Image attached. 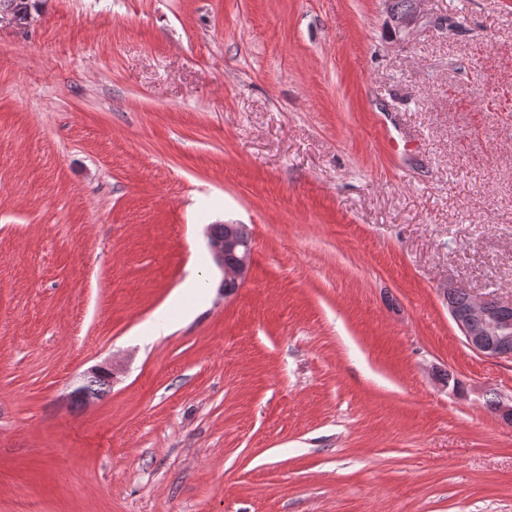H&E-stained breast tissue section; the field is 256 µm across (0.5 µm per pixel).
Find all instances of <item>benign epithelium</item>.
Returning a JSON list of instances; mask_svg holds the SVG:
<instances>
[{"instance_id":"benign-epithelium-1","label":"benign epithelium","mask_w":512,"mask_h":512,"mask_svg":"<svg viewBox=\"0 0 512 512\" xmlns=\"http://www.w3.org/2000/svg\"><path fill=\"white\" fill-rule=\"evenodd\" d=\"M424 20L418 9L404 19L396 22L400 33H410ZM38 21L33 13L20 18L8 10L0 12V26L15 29L29 28ZM207 246L216 266L221 270L223 278L220 288L224 297L234 294L247 279L251 265L252 244L246 245L228 234L217 237L211 228H206ZM238 254L235 265H224V255L228 252ZM512 309V302L504 303L489 297H471L469 307L462 311L449 310V314L465 338L466 344L476 352L488 358L512 357V320L504 318V313Z\"/></svg>"}]
</instances>
